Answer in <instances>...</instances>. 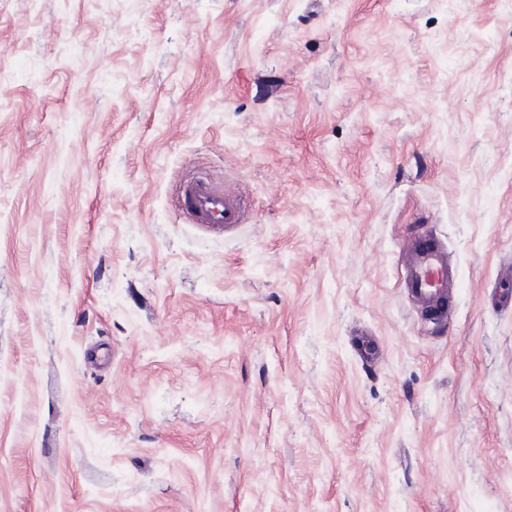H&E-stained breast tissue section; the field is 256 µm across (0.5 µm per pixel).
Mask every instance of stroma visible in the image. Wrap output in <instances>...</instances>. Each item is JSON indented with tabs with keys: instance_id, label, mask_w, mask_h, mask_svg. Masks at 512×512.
Returning a JSON list of instances; mask_svg holds the SVG:
<instances>
[{
	"instance_id": "35a3bbf8",
	"label": "stroma",
	"mask_w": 512,
	"mask_h": 512,
	"mask_svg": "<svg viewBox=\"0 0 512 512\" xmlns=\"http://www.w3.org/2000/svg\"><path fill=\"white\" fill-rule=\"evenodd\" d=\"M507 268L505 0H0V512H512ZM176 197L191 224H210L227 228L244 222L242 193L202 174L186 177ZM405 280L408 292L430 322L448 320L455 295V278L449 269L446 249L434 238L404 243Z\"/></svg>"
}]
</instances>
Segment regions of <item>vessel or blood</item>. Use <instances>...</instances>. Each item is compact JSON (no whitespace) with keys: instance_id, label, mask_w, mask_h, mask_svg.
<instances>
[{"instance_id":"vessel-or-blood-1","label":"vessel or blood","mask_w":512,"mask_h":512,"mask_svg":"<svg viewBox=\"0 0 512 512\" xmlns=\"http://www.w3.org/2000/svg\"><path fill=\"white\" fill-rule=\"evenodd\" d=\"M176 197L190 223L226 228L244 221L241 192L208 176L186 177ZM402 253L406 285L417 308L428 315L430 322L448 320L454 303L455 278L444 245L433 238H421L404 243Z\"/></svg>"}]
</instances>
